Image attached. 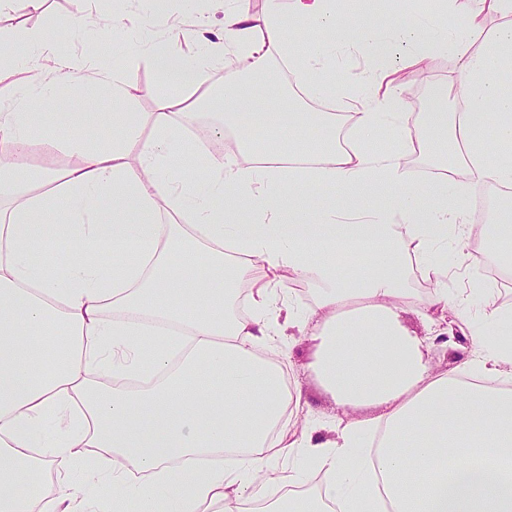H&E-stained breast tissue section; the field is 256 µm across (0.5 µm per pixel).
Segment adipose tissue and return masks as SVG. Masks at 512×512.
I'll return each instance as SVG.
<instances>
[{
	"label": "adipose tissue",
	"instance_id": "obj_1",
	"mask_svg": "<svg viewBox=\"0 0 512 512\" xmlns=\"http://www.w3.org/2000/svg\"><path fill=\"white\" fill-rule=\"evenodd\" d=\"M448 4L464 13L463 34L417 22L364 34L335 0H267L260 17L237 0L221 46L200 34L193 53H178L177 27L145 44L174 93L156 111L108 119L94 99L74 108L57 95L97 82L114 101L132 99L121 78L91 75L88 57L47 43L0 54V81L26 67L44 75L0 112V512H512V310L479 280L448 288L463 242L479 235L497 242L490 258L512 273V207L477 225L464 206L467 186H512V156L490 152L512 143V96L495 84L512 61V0ZM492 13L506 21L489 32ZM296 28L315 36L308 56ZM402 42L413 65L437 50L460 57L458 79L433 88L436 111L413 117L394 92H374ZM346 46L372 64L346 148L335 113L270 115L259 87L239 80L225 82L222 111L205 124L217 137L237 133L238 157L189 136L212 68L262 73L279 60L312 101L335 93L318 64ZM107 121L111 140L71 143L76 161L63 173H31L34 125L78 124L92 136ZM257 125L291 141L313 128L319 142L259 161ZM383 128L408 149L447 143V173L420 189L398 154L369 151ZM192 156L205 175L188 184L178 171ZM380 181L401 195L361 207ZM311 184L335 194L311 196ZM59 212L63 221L47 223ZM40 251L62 274L35 261ZM415 274L427 296L410 288ZM288 280L308 283L307 302L286 293ZM409 309L444 334L466 329L471 358L430 375L400 320ZM291 336L312 342V371L337 407L366 417L337 418L325 440L315 421L290 432L308 405L276 357ZM91 448L97 496L34 491L43 470L68 484Z\"/></svg>",
	"mask_w": 512,
	"mask_h": 512
}]
</instances>
